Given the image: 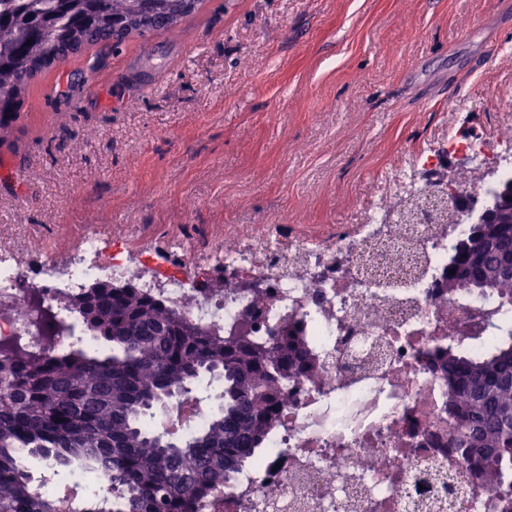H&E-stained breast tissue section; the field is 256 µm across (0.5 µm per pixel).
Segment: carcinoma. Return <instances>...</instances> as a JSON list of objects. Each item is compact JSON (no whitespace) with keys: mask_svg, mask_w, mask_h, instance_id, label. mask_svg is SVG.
Listing matches in <instances>:
<instances>
[{"mask_svg":"<svg viewBox=\"0 0 512 512\" xmlns=\"http://www.w3.org/2000/svg\"><path fill=\"white\" fill-rule=\"evenodd\" d=\"M199 0H0V130L10 126L38 75L91 47L174 31ZM31 44H26V41ZM448 287L512 301V223L470 224L448 259ZM71 308L103 356L69 346L31 354L0 346V512H55L58 498L33 487L20 453L82 460L108 496L83 512H193L252 458L279 414L282 385L309 350L288 326L262 342L248 320L220 336L130 282H100ZM448 447L479 474L512 471V331L485 355L448 351ZM224 383L209 425L168 440L142 419L172 395L195 396L202 376Z\"/></svg>","mask_w":512,"mask_h":512,"instance_id":"1","label":"carcinoma"}]
</instances>
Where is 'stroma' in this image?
I'll return each instance as SVG.
<instances>
[{
	"mask_svg": "<svg viewBox=\"0 0 512 512\" xmlns=\"http://www.w3.org/2000/svg\"><path fill=\"white\" fill-rule=\"evenodd\" d=\"M512 127V0H200L174 32L38 77L0 134V239L140 226L129 259L228 224L355 223L379 172L455 120Z\"/></svg>",
	"mask_w": 512,
	"mask_h": 512,
	"instance_id": "stroma-1",
	"label": "stroma"
}]
</instances>
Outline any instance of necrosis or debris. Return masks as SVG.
Masks as SVG:
<instances>
[{"mask_svg": "<svg viewBox=\"0 0 512 512\" xmlns=\"http://www.w3.org/2000/svg\"><path fill=\"white\" fill-rule=\"evenodd\" d=\"M493 140L449 131L442 144L415 152L402 181L385 174L360 223L333 235L288 234L279 224H228L223 240L202 250L170 240L174 263L145 270L125 257V238L105 244L83 235L64 256L27 252L0 241V344L21 339L42 349L33 290L59 318L71 316L70 296L98 282H132L200 327L229 331L251 316V334L266 340L297 324L313 361L289 380L278 419L263 446L201 498L195 512H512V494L481 478L448 445V384L438 365L448 348L484 351L494 326L465 337L473 313L512 323V305L497 297L446 287L448 255L469 229L470 215L438 228L434 215L410 224L386 218L396 199H424L451 156L485 180L459 179L443 193L467 195L480 209L498 178L512 177V157ZM257 281L260 291L248 289ZM213 407L190 414L158 408L150 431L204 428Z\"/></svg>", "mask_w": 512, "mask_h": 512, "instance_id": "4bbe7bcc", "label": "necrosis or debris"}]
</instances>
